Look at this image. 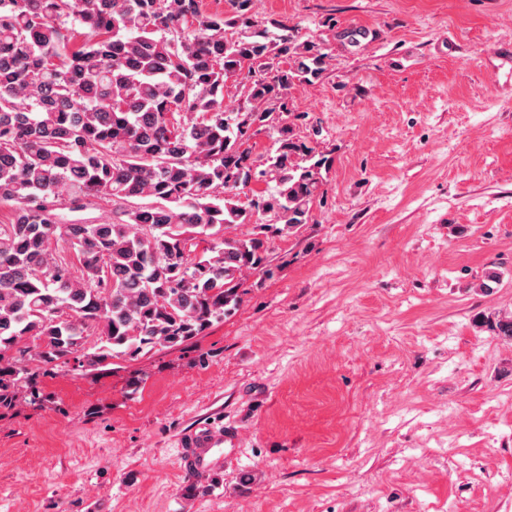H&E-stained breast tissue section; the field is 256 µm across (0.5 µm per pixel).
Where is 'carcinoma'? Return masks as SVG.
<instances>
[{
	"label": "carcinoma",
	"mask_w": 512,
	"mask_h": 512,
	"mask_svg": "<svg viewBox=\"0 0 512 512\" xmlns=\"http://www.w3.org/2000/svg\"><path fill=\"white\" fill-rule=\"evenodd\" d=\"M230 2L0 0V407L39 401L48 364L87 373L205 335L245 273L273 276L267 241L312 220L331 158L294 133L291 91L364 32L305 36ZM229 80L244 106L224 105ZM253 180L275 186L245 206ZM94 198L116 218L64 219Z\"/></svg>",
	"instance_id": "carcinoma-1"
}]
</instances>
